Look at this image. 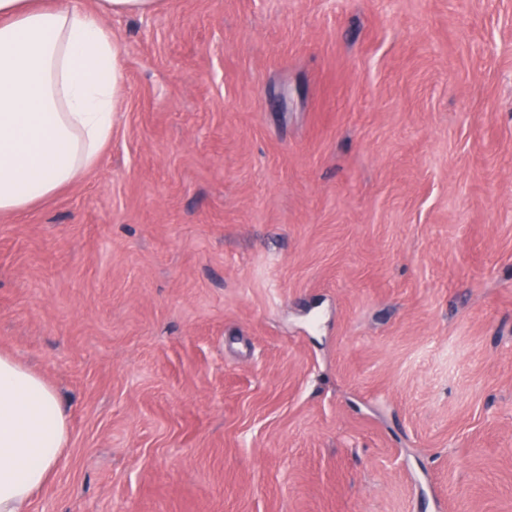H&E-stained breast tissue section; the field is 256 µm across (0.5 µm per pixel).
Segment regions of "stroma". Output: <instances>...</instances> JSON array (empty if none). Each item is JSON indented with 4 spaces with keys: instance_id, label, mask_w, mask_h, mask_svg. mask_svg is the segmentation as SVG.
I'll list each match as a JSON object with an SVG mask.
<instances>
[{
    "instance_id": "1",
    "label": "stroma",
    "mask_w": 512,
    "mask_h": 512,
    "mask_svg": "<svg viewBox=\"0 0 512 512\" xmlns=\"http://www.w3.org/2000/svg\"><path fill=\"white\" fill-rule=\"evenodd\" d=\"M112 137L0 216L30 512H512V0H164ZM69 437L55 389L18 357L0 354V512H29Z\"/></svg>"
}]
</instances>
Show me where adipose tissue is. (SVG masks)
Returning <instances> with one entry per match:
<instances>
[{"mask_svg":"<svg viewBox=\"0 0 512 512\" xmlns=\"http://www.w3.org/2000/svg\"><path fill=\"white\" fill-rule=\"evenodd\" d=\"M161 0H0V213L25 210L77 181L112 136L121 69L104 20ZM55 389L0 354V512H28L69 444Z\"/></svg>","mask_w":512,"mask_h":512,"instance_id":"ef3b65f1","label":"adipose tissue"}]
</instances>
